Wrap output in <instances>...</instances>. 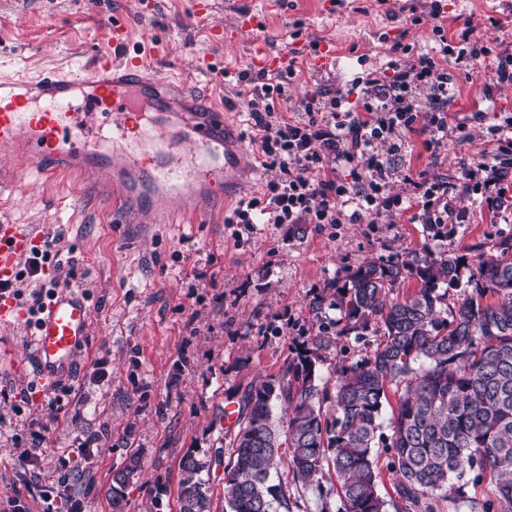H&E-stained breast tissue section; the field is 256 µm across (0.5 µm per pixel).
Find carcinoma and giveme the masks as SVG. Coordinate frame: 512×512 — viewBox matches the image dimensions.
<instances>
[{"label":"carcinoma","mask_w":512,"mask_h":512,"mask_svg":"<svg viewBox=\"0 0 512 512\" xmlns=\"http://www.w3.org/2000/svg\"><path fill=\"white\" fill-rule=\"evenodd\" d=\"M471 256L414 253L397 260L369 259L332 285L325 301L340 311L336 335L367 330L381 336L367 358L336 372L332 412L317 384L325 348L322 333L285 366L252 389L238 410V432L224 465L229 512L288 509L279 465L289 450L293 481L319 483L324 467L336 473L338 512H388L380 493L375 448L389 454L386 469L402 512H430L429 501L459 499L471 474L496 478L498 512H512V238ZM408 279L412 294L388 295ZM453 303L451 292L457 289ZM398 394L389 424L388 392ZM280 407L286 429L273 409ZM132 456L112 476L113 512H123L124 489L139 476ZM209 469L191 453L181 461L180 512H212L200 474Z\"/></svg>","instance_id":"1"}]
</instances>
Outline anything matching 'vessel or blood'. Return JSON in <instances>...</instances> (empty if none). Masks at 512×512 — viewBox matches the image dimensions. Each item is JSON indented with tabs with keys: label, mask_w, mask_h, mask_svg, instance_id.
Instances as JSON below:
<instances>
[{
	"label": "vessel or blood",
	"mask_w": 512,
	"mask_h": 512,
	"mask_svg": "<svg viewBox=\"0 0 512 512\" xmlns=\"http://www.w3.org/2000/svg\"><path fill=\"white\" fill-rule=\"evenodd\" d=\"M239 11L233 26H214L216 42L258 27ZM121 59L104 55L76 73L0 77V149L51 180L74 168L103 172L114 208L137 207L167 218L196 216L212 177L242 183V148L223 106L171 75L143 78L140 52L127 51L125 26L111 28ZM37 238L17 224H0V281L13 280ZM85 299L59 285L37 316L14 296H0V328L33 321L31 336L42 380H58L89 339Z\"/></svg>",
	"instance_id": "b4317fda"
}]
</instances>
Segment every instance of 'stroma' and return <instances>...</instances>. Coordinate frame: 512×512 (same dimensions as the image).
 <instances>
[{
  "label": "stroma",
  "instance_id": "1",
  "mask_svg": "<svg viewBox=\"0 0 512 512\" xmlns=\"http://www.w3.org/2000/svg\"><path fill=\"white\" fill-rule=\"evenodd\" d=\"M142 2L0 0V75L80 68L109 49L112 24L129 23L132 48L148 50L152 67L183 76L231 111L250 171L245 195L259 198L268 175L234 79L249 69L255 44L295 56L288 96L276 102L287 114L317 87L343 89L385 67L394 42L432 56L444 47L455 88L448 136L440 149L425 148L431 104L420 100L386 191L412 196L408 173L426 171L447 179L460 216L445 238L398 211L373 224H235L236 203L219 189L211 212L195 222L128 224L95 191L94 176L47 182L0 156V224L40 236L64 228L62 255L73 258V269L66 275L46 264L38 283L48 290L68 280L92 311L87 346L56 382L33 373L31 325L9 331L24 367L0 372V512L14 495L19 512H112V475L134 453L142 475L125 490V512H178L183 456L231 451L238 428L226 425L225 404L241 406L251 388L280 376L310 345L320 322L338 318L330 306L313 312L314 297L369 258L426 249L456 257L512 238V174L500 181L481 166L498 146L491 125L512 115V85L495 81L499 63L512 61V0H212V22L232 25L246 5L261 19L224 44L211 43L208 23L192 19L191 0H157L147 17ZM434 2L435 22L428 17ZM436 23L442 35L433 34ZM328 42L335 58L312 66ZM378 343L370 331L332 338L321 386L334 388L337 367L364 359ZM282 487L290 512H338L334 474L317 487L289 478ZM495 497L486 477L462 499H434L431 512H496Z\"/></svg>",
  "mask_w": 512,
  "mask_h": 512
}]
</instances>
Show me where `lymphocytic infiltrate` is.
<instances>
[{"instance_id": "obj_1", "label": "lymphocytic infiltrate", "mask_w": 512, "mask_h": 512, "mask_svg": "<svg viewBox=\"0 0 512 512\" xmlns=\"http://www.w3.org/2000/svg\"><path fill=\"white\" fill-rule=\"evenodd\" d=\"M388 63L387 72L356 79L350 88L307 93L299 110L285 115L277 98L288 93L295 65L270 76L243 71L250 82L247 110L260 136L256 141L264 169L276 171L264 199L239 201L237 223L251 224L264 214L271 224H355L362 214L381 215L391 208L410 213L416 224H441V205L448 202L446 180L418 173L412 197L383 193L390 158L412 131L418 93H426L433 113L423 132L426 149H438L448 135L446 106L454 91L447 68L434 57L414 53L411 45ZM361 162L367 187L351 190L337 177L341 164Z\"/></svg>"}]
</instances>
